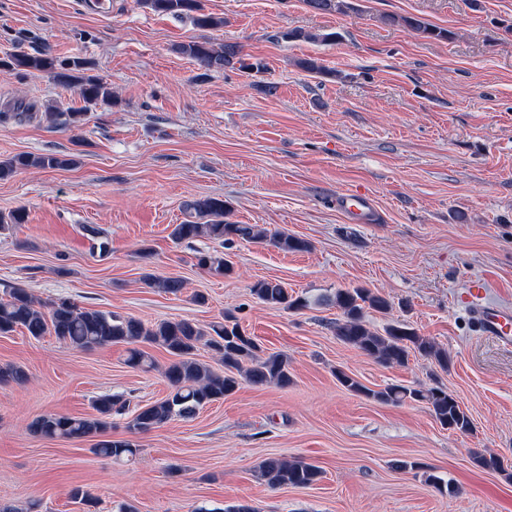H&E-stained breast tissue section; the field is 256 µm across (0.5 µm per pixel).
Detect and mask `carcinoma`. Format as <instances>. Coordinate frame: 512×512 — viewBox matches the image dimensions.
<instances>
[{
    "instance_id": "carcinoma-1",
    "label": "carcinoma",
    "mask_w": 512,
    "mask_h": 512,
    "mask_svg": "<svg viewBox=\"0 0 512 512\" xmlns=\"http://www.w3.org/2000/svg\"><path fill=\"white\" fill-rule=\"evenodd\" d=\"M144 8L173 17H187L199 28H215L222 20L202 12L199 0H139ZM306 4L321 12H345L353 9L347 0H305ZM426 38L449 39L452 32L437 28L419 17L390 18ZM181 51L190 56L206 71H218L235 65L248 71H259L262 65L248 63L234 45L216 48L207 42H189ZM0 67L8 71L49 72L61 85L73 88L85 106L72 112L53 109L35 112H0V123L29 121L42 117L51 127L59 125L78 128L84 125L90 107L112 104V88L94 75L88 74V63L81 58L55 62L44 53L12 54L0 59ZM69 165V160L56 154L17 155L0 160V179H6L27 168L58 169ZM189 220L175 225L172 237L177 241L206 237L220 244L236 239L260 242L266 239L284 251H302L307 242L288 235L267 237V231L255 224H236L228 219L230 209L224 199L205 196L184 203ZM197 265L216 276H228L233 264L224 256L209 251L198 252ZM150 288L176 295L184 288L178 277L145 278ZM252 294L262 303L286 309L299 310L307 301L293 297L278 280H258L251 287ZM341 312L336 321V337L376 362L386 366H403L411 352H417L448 367V351L434 340L419 335L404 323L390 324L385 334L373 331L365 320V310L385 314L390 305L383 296L365 288L339 290L324 299ZM22 330L34 339L52 335L59 341L80 350L113 344L127 346L126 363L142 370L154 367L152 359L138 344H155L172 357L164 376L170 391L161 400L134 410L127 422L132 433H144L175 420H188L196 416L205 405L221 400L234 392L240 381L263 385L274 383L286 386L291 382L288 357L272 353L259 355L260 345L246 335L236 324L218 323L207 332L189 319L164 320L150 326L141 321L121 317L110 312L85 308L60 298L47 305L38 301L24 288H12L7 297L0 298V334ZM204 344L221 355L224 373L218 374L194 358L198 345ZM346 389L362 394L381 404L398 405L405 402L424 403L441 426L461 433L472 430V421L459 402L438 386L411 388L388 385L375 391L344 372L336 374ZM130 400L122 395H103L94 401L96 414L90 417H71L45 414L34 419L30 431L41 437H62L73 441L100 437L112 428V414H121L129 408ZM94 451L102 456L121 460L137 453L129 440L99 441ZM257 476L268 486L307 487L319 481L322 471L300 458L269 457L260 462Z\"/></svg>"
}]
</instances>
